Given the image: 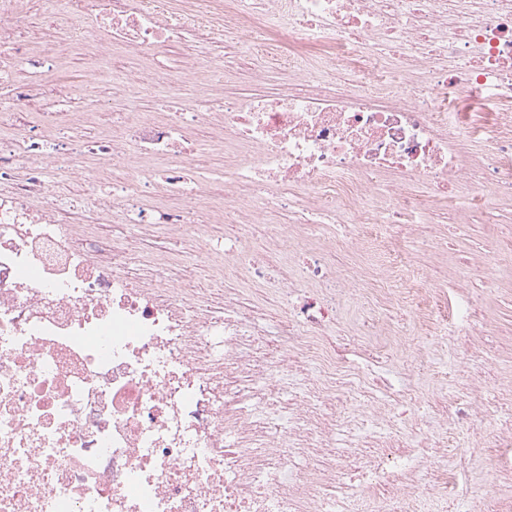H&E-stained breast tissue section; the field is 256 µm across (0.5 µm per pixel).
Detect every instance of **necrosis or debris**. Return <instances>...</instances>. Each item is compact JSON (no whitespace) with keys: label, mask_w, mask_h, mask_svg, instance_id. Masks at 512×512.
Returning a JSON list of instances; mask_svg holds the SVG:
<instances>
[{"label":"necrosis or debris","mask_w":512,"mask_h":512,"mask_svg":"<svg viewBox=\"0 0 512 512\" xmlns=\"http://www.w3.org/2000/svg\"><path fill=\"white\" fill-rule=\"evenodd\" d=\"M63 43L82 50L84 77L125 96L118 135L86 147L52 144L79 131L90 107L39 111L54 56L31 53L24 0H0V512H425L427 500L466 503L474 455L448 460L463 434L498 422L502 404L477 390L436 419L438 439H410V452L366 463L357 490L327 466L298 468L297 448L334 447L348 405L362 418L358 447L381 438L419 406L411 385L376 391L358 358L365 342L327 339L343 299L360 305L362 333L394 336L408 278L449 282L463 301L455 326L483 335L469 274L512 288L501 257L512 227L477 258L417 265L444 238L430 215L464 193L458 219L512 199V0H45ZM208 39L247 36L288 47L295 88L277 98L227 100L222 64L187 54L151 80L112 68V47L154 60L188 31ZM207 75L218 92L157 119L136 99L193 90ZM217 127L230 161L224 194L199 179L195 125ZM79 183L84 192L64 201ZM149 234L191 239L209 251L204 218L239 226L225 248L226 275L264 284L259 256L288 258L277 292L288 304L274 360L313 366L318 385L289 429L257 425L260 393L239 378L251 367L250 329L234 317L240 290L216 306L201 289L129 279L132 244L94 250L87 229L114 212ZM317 414L320 425L302 419ZM446 457L434 467L418 448Z\"/></svg>","instance_id":"necrosis-or-debris-1"}]
</instances>
